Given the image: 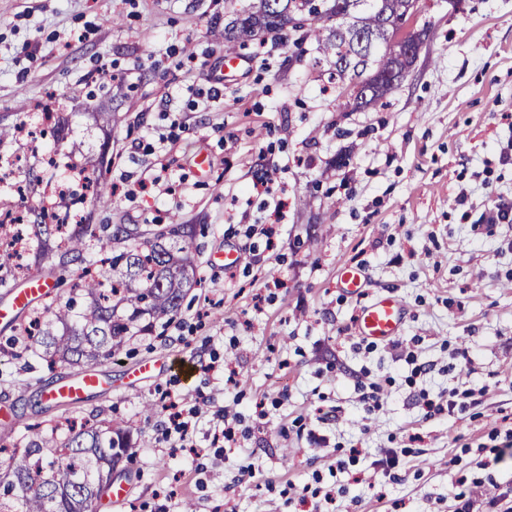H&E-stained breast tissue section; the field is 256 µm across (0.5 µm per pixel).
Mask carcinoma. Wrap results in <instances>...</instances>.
Masks as SVG:
<instances>
[{
  "instance_id": "cac0c4a2",
  "label": "carcinoma",
  "mask_w": 512,
  "mask_h": 512,
  "mask_svg": "<svg viewBox=\"0 0 512 512\" xmlns=\"http://www.w3.org/2000/svg\"><path fill=\"white\" fill-rule=\"evenodd\" d=\"M257 11L224 25V47L234 50L268 33L287 38V29L316 43L333 64L329 78L363 84L371 68L388 71L395 60L375 48L366 62L359 36L391 32L403 23L405 0H259ZM341 14L356 27L336 33L332 18ZM42 209L30 225L38 250L30 268L68 269L73 288L24 326L13 343H23L48 364L95 365L139 333H151L179 312L197 285L191 254L194 234L186 224H157L144 235L127 224H77L58 244L60 225ZM58 427L27 424L19 443L0 448V512H95L104 493L98 483L112 477L132 447L130 431L118 424L66 421Z\"/></svg>"
}]
</instances>
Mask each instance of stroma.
<instances>
[{
  "mask_svg": "<svg viewBox=\"0 0 512 512\" xmlns=\"http://www.w3.org/2000/svg\"><path fill=\"white\" fill-rule=\"evenodd\" d=\"M255 0H0V161L38 191L0 183V208L43 205L73 163L130 185L162 173L172 191L116 194L73 208L89 224H188L200 286L165 328L130 339L98 368L112 380L77 406L47 401L49 370L7 346L0 325V444L39 421L96 416L131 431L115 476L120 506L98 512H512V0H423L421 52L384 106L328 89L313 41L250 43L252 65L225 82V22ZM106 65L116 80L98 85ZM66 113L71 139L32 143L39 107ZM175 133L165 150L142 146ZM210 161L199 172L198 155ZM268 172L270 194L253 192ZM273 225L274 247L261 229ZM241 262L225 267L224 250ZM365 268L369 295L404 303L403 333L358 338L359 306L336 286ZM193 364L190 379L171 364ZM216 363L215 371L203 365ZM153 364V372L137 369ZM379 384L366 411L361 390ZM174 391L199 408L196 454L162 439L144 407ZM235 445L212 447L223 412ZM255 464L253 478L240 468ZM333 501H325L324 492Z\"/></svg>",
  "mask_w": 512,
  "mask_h": 512,
  "instance_id": "1",
  "label": "stroma"
}]
</instances>
